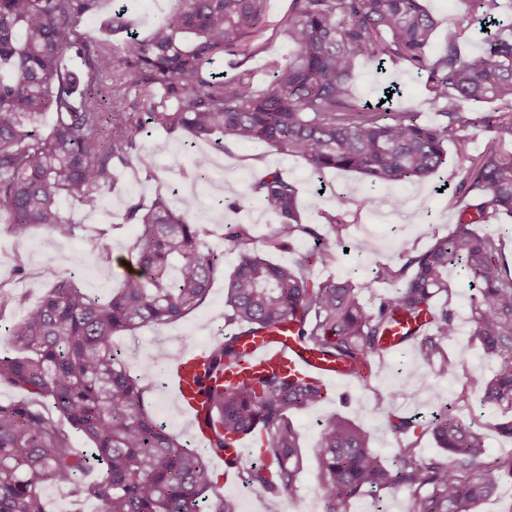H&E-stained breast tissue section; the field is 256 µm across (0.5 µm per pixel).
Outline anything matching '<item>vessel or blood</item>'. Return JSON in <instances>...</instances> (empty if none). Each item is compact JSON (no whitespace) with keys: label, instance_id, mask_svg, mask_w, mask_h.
Masks as SVG:
<instances>
[{"label":"vessel or blood","instance_id":"b4317fda","mask_svg":"<svg viewBox=\"0 0 512 512\" xmlns=\"http://www.w3.org/2000/svg\"><path fill=\"white\" fill-rule=\"evenodd\" d=\"M243 351L244 359L225 370V381L235 382L275 368L293 372L325 387L345 376L344 369L336 363L323 359L315 351L302 347L292 336L282 333L245 339ZM206 353L207 348L203 345L179 353L168 365L164 379L166 389L175 397L181 410L196 422L195 434L201 447L205 446L210 433L199 426L204 409L194 379L201 373Z\"/></svg>","mask_w":512,"mask_h":512}]
</instances>
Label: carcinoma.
I'll use <instances>...</instances> for the list:
<instances>
[{
  "label": "carcinoma",
  "mask_w": 512,
  "mask_h": 512,
  "mask_svg": "<svg viewBox=\"0 0 512 512\" xmlns=\"http://www.w3.org/2000/svg\"><path fill=\"white\" fill-rule=\"evenodd\" d=\"M105 0H0V213L7 230L22 235L40 228L59 239L79 227L61 207L93 203L112 193L120 167L136 164L153 173L152 157L137 136L147 127L185 144L217 137L229 151L260 144L297 157L314 171L350 170L372 185L411 183L435 174L445 146L470 153L463 131L495 133L473 158L458 190L470 197L448 234L425 251L401 250L400 266L381 264L372 282H403L368 310L350 279L316 280L309 269L328 267L335 256L328 233L305 224L299 187L278 171L249 184L248 195L276 212L279 224L268 246L317 240L311 253L291 263L262 257L250 228L229 224L224 239L237 254L224 286V322L238 332L210 346L204 376L196 379L212 432L208 448H189L147 409L151 383L134 375L113 352L112 337L144 325H165L205 301L224 273L223 255L204 241L205 225L190 217L194 195L173 206L162 195L144 209L132 204L124 222L140 226L127 251L135 272L105 303L74 276H61L40 304L5 330L16 354L0 356V384L26 392L28 401L0 402V512H49L41 488L71 487L99 502L98 512H236L234 497L211 478L205 455L227 456L236 437L262 434L261 453L249 483L267 495L268 512L295 493L302 464L299 434L290 414L322 399L318 386L270 370L236 386L220 383L224 369L242 356L249 336L286 332L304 339L368 381L379 369L384 337L400 323L406 344L438 375L453 376L461 361L444 341L458 333L456 314L436 296L448 293V270L460 266L477 293L471 298L472 339L495 364L491 378L474 381L483 401L505 411L495 429L512 438V262L505 235L512 220V16L500 0H471L486 27L484 49L469 54L463 21L448 24L441 53L426 54L436 18L422 0H289L288 54L270 65L263 90L245 67L252 36L264 27L267 0H172L169 13L148 33L125 6L101 16ZM99 18L116 36L94 40L80 31ZM234 57L230 77L215 68ZM381 69L405 62L426 76L437 120L397 111L385 102L354 97L357 63ZM490 103L488 113L464 105ZM55 122L46 135L36 125L46 113ZM500 224L478 234L475 224ZM66 420L89 448L73 446ZM398 435L415 434L417 419L391 415ZM427 429L448 462L424 459L416 441L400 448L389 465L367 436L332 416L321 423L315 457L323 512H344L367 488L407 492L406 512H474L512 479V455L487 460L485 436L453 406L433 416ZM95 478L87 482L89 475Z\"/></svg>",
  "instance_id": "cac0c4a2"
}]
</instances>
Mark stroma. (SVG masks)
<instances>
[{
    "label": "stroma",
    "instance_id": "1",
    "mask_svg": "<svg viewBox=\"0 0 512 512\" xmlns=\"http://www.w3.org/2000/svg\"><path fill=\"white\" fill-rule=\"evenodd\" d=\"M286 10V0H269L268 25L257 39L260 49L247 62L255 72L258 87L266 85L269 62L288 52ZM387 80L400 85L401 106L420 112L423 120H434L435 107L423 76L402 64L388 66L383 75L372 65L359 64L357 98L375 101ZM139 145L153 157L154 174L126 168L112 194L75 209L74 219L80 228L74 237L57 239L39 228L17 237L0 228V292L16 298L5 312L6 321L22 318L57 277L71 272L81 277L87 292L99 300H108L123 277L119 261L126 256L138 231L137 225L124 222L126 209L137 202L150 204L159 194L198 195L199 214L208 229L206 242L223 252L225 271H232L236 264V254L224 239V226L228 223L249 225L257 242L264 244V253L270 260L289 263L297 253L310 250L313 240L296 242L289 250L267 247L266 240L279 219L247 198V186L260 171L282 172L299 185L304 223L320 227L326 216L333 215L343 224L342 243L335 248V264L327 270L311 267V275L317 279L330 274L351 279L360 285V301L368 308L397 289L393 283L370 287L373 268L380 263H399L401 246L425 250L435 236L446 235L454 228L464 204L455 188L468 162L453 152L428 181L373 186L349 171L314 173L302 160L263 145H240L226 153L211 142L197 144L191 150L182 141L158 130L140 135ZM345 195L350 197V204L339 206V197ZM234 199L242 203L241 210L235 213L224 206L225 201ZM18 264L23 270L17 274L13 268ZM448 286L450 296H437L435 302L450 303L457 316L459 332L446 341L445 347L449 352L462 354L458 375L437 377L433 368L420 361L415 350L407 348L386 359L371 386L344 381L337 386L333 399L294 413L292 420L300 434L304 468L298 476L294 497L283 501L281 512L323 510L314 448L318 422L329 415L342 416L361 429L373 450L389 463L404 439L388 430V414L424 418L440 405L452 403L463 418L484 425L489 458L512 454V439L493 429L500 410L483 404L479 391L471 386L472 380L490 378L494 372L493 362L470 341L469 300L473 290L455 271L448 277ZM224 334V282L219 279L201 307L180 321L164 326L150 324L112 338L114 349L137 375L150 382L147 402L153 412L190 447L195 441L162 384L159 362L185 346L215 343Z\"/></svg>",
    "mask_w": 512,
    "mask_h": 512
}]
</instances>
